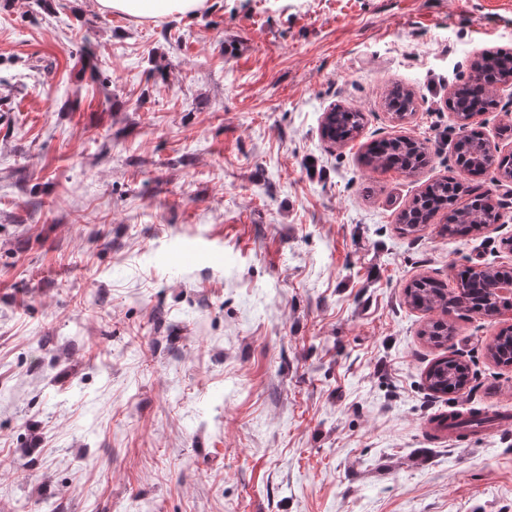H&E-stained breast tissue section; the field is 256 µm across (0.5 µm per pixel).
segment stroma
Listing matches in <instances>:
<instances>
[{"label":"stroma","instance_id":"1","mask_svg":"<svg viewBox=\"0 0 512 512\" xmlns=\"http://www.w3.org/2000/svg\"><path fill=\"white\" fill-rule=\"evenodd\" d=\"M0 0V512H512V426L428 441L455 410L512 412L487 345L512 319L449 310L448 347L404 302L512 268L499 223L396 216L456 173L448 97L512 52V0H209L135 21L93 0ZM91 45L94 67L79 51ZM162 67L165 79L151 77ZM418 97L405 119L382 95ZM476 124L512 152V81ZM336 104L358 137L321 136ZM427 141L408 175L361 155ZM216 251L184 263V247ZM468 389L430 391L442 355ZM454 334V328L443 319L430 320L420 331V336L426 343L434 347H442Z\"/></svg>","mask_w":512,"mask_h":512}]
</instances>
